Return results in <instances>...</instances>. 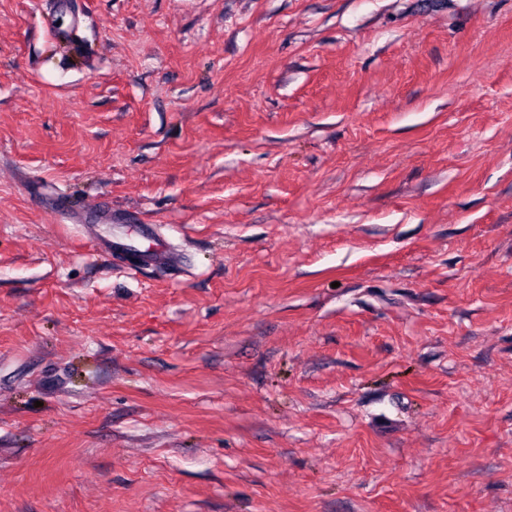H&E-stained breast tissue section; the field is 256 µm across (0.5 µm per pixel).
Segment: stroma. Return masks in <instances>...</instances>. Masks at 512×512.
<instances>
[{
    "label": "stroma",
    "instance_id": "35a3bbf8",
    "mask_svg": "<svg viewBox=\"0 0 512 512\" xmlns=\"http://www.w3.org/2000/svg\"><path fill=\"white\" fill-rule=\"evenodd\" d=\"M0 512H512V0H0ZM136 236L141 240L148 241L149 245L144 250H140L134 245V240L129 239V243L123 241L124 238L117 237L116 240L111 238H96L88 230V234L94 241V245L97 249L108 251L110 253L113 250L121 255L122 252L129 248L136 249L142 254V259L146 264L153 266H164L167 268H178L181 266L182 260L178 253H176L168 243L161 242L157 243L154 239V225L152 224H137Z\"/></svg>",
    "mask_w": 512,
    "mask_h": 512
}]
</instances>
